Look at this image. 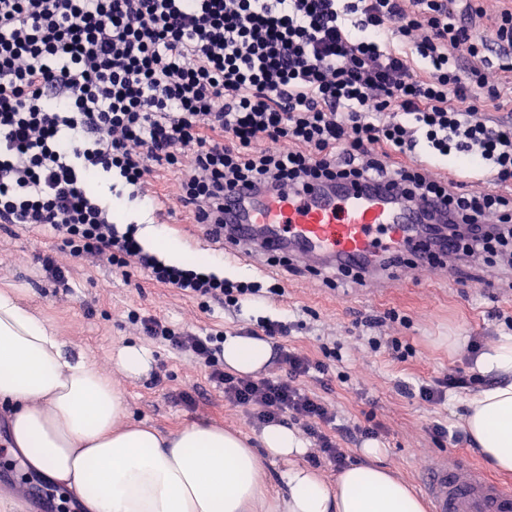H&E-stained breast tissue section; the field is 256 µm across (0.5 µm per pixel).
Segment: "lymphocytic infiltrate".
<instances>
[{
    "instance_id": "1",
    "label": "lymphocytic infiltrate",
    "mask_w": 512,
    "mask_h": 512,
    "mask_svg": "<svg viewBox=\"0 0 512 512\" xmlns=\"http://www.w3.org/2000/svg\"><path fill=\"white\" fill-rule=\"evenodd\" d=\"M481 0H0V223L50 230L76 258L136 264L203 310L282 293L169 265L120 230L92 178L156 207L153 174L219 237L241 184L300 192L348 180L447 206L453 252L512 268V98L485 71L512 72V4L477 28ZM466 155L489 188L461 190L427 163ZM144 335L208 370L256 425L304 420L321 459L342 461L322 425L334 405L302 388L328 365L278 346L279 372L225 371L222 333L132 313Z\"/></svg>"
}]
</instances>
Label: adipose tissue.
Here are the masks:
<instances>
[{"label":"adipose tissue","mask_w":512,"mask_h":512,"mask_svg":"<svg viewBox=\"0 0 512 512\" xmlns=\"http://www.w3.org/2000/svg\"><path fill=\"white\" fill-rule=\"evenodd\" d=\"M273 346L256 336L224 339V367L261 373ZM489 382L468 396L461 428L497 472L512 475V336L480 353ZM0 406L13 453L82 512H426L423 500L377 463V442L335 483L301 464L305 443L283 424L263 428L259 447L239 432L192 424L164 436L125 420V401L88 355H69L56 328L19 289H0ZM284 465L278 491L259 479L265 460Z\"/></svg>","instance_id":"ef3b65f1"}]
</instances>
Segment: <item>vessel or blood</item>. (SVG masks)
Masks as SVG:
<instances>
[{
	"instance_id": "1",
	"label": "vessel or blood",
	"mask_w": 512,
	"mask_h": 512,
	"mask_svg": "<svg viewBox=\"0 0 512 512\" xmlns=\"http://www.w3.org/2000/svg\"><path fill=\"white\" fill-rule=\"evenodd\" d=\"M419 211L400 202L391 188L339 185L292 196L240 185L224 198V221L235 228L224 246L248 261L288 251L308 262L351 266L370 286L376 282L375 262L387 251L416 254L419 267L437 269L424 253ZM425 493L432 512H512V488L463 454L433 464Z\"/></svg>"
}]
</instances>
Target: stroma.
<instances>
[{
	"mask_svg": "<svg viewBox=\"0 0 512 512\" xmlns=\"http://www.w3.org/2000/svg\"><path fill=\"white\" fill-rule=\"evenodd\" d=\"M186 250L207 251L224 265L225 277H259L255 263L226 257L220 243L200 227L186 225L177 238ZM54 243L42 231L14 230L0 224V285L22 288L27 301L52 323L69 354L87 353L102 373L121 389L131 421L153 426L164 434L193 423L234 429L255 438L261 433L246 408L228 403L221 390L207 380L203 366L169 348L148 342L139 326L129 322V311L167 318L173 324L199 334L223 332L242 335L245 327L264 316L288 318L294 323L282 343L320 355L328 337L342 346V361L332 362V372L345 373L346 381L332 380L329 400L339 422L380 424L379 461L423 492L431 464L455 453H468L466 443L439 445L428 433L436 422L458 430L468 389L449 390L445 401L428 404L401 394L404 384L416 385L455 370L473 373L475 358L468 345L479 339L488 346L508 329L504 316H512V299L500 285L507 273L483 264L456 262L444 279L430 271L395 270L379 287L366 289L351 283L333 288L323 277L310 273L282 274L284 291L260 302L245 304L234 313L214 308L202 312L177 290L153 285L137 269L122 272L65 253L55 258L67 271L66 284L46 277L34 261L36 253L53 250ZM398 320H390V313ZM361 317L375 318L374 327L356 326ZM460 339L449 349L447 336ZM398 337L413 347L408 361L394 360L387 348L371 349L368 337ZM147 345L161 376L130 379L117 368V351L128 343ZM197 395L196 404L185 394Z\"/></svg>",
	"mask_w": 512,
	"mask_h": 512,
	"instance_id": "stroma-1",
	"label": "stroma"
}]
</instances>
